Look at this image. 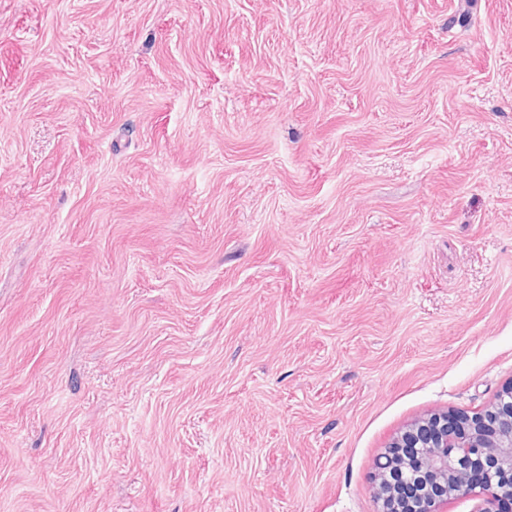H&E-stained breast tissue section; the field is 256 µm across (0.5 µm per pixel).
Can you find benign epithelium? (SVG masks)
Segmentation results:
<instances>
[{"instance_id": "obj_1", "label": "benign epithelium", "mask_w": 512, "mask_h": 512, "mask_svg": "<svg viewBox=\"0 0 512 512\" xmlns=\"http://www.w3.org/2000/svg\"><path fill=\"white\" fill-rule=\"evenodd\" d=\"M485 481L469 480L472 466ZM378 512H447L469 495L474 512H504L512 501V383L471 416L434 414L415 422L375 462Z\"/></svg>"}]
</instances>
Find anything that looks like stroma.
I'll use <instances>...</instances> for the list:
<instances>
[{
	"label": "stroma",
	"mask_w": 512,
	"mask_h": 512,
	"mask_svg": "<svg viewBox=\"0 0 512 512\" xmlns=\"http://www.w3.org/2000/svg\"><path fill=\"white\" fill-rule=\"evenodd\" d=\"M512 380V0H0V512H377Z\"/></svg>",
	"instance_id": "obj_1"
}]
</instances>
